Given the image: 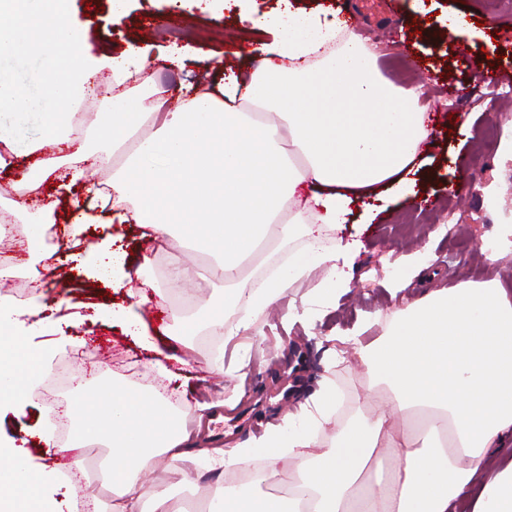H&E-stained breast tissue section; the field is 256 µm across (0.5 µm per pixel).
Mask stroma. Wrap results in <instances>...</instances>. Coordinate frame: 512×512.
Segmentation results:
<instances>
[{"instance_id": "35a3bbf8", "label": "stroma", "mask_w": 512, "mask_h": 512, "mask_svg": "<svg viewBox=\"0 0 512 512\" xmlns=\"http://www.w3.org/2000/svg\"><path fill=\"white\" fill-rule=\"evenodd\" d=\"M294 7L318 11L328 19L351 16L352 29L366 45L374 47L377 66L384 79L405 88L423 85L422 103L433 129L431 147L422 157L432 171L421 185L419 199L400 203L379 213L369 224H347L343 231L327 229L323 242L334 249L338 236H357L361 253L352 270L351 289L323 316L311 314L310 283L287 288L277 307L255 318V330L243 345L210 337L205 311L221 304L220 282L207 269L217 258L205 248L188 249L183 279L188 306L174 302L176 286L172 270L152 251L150 230L141 224H90L81 239H73L65 226L64 207L47 209L58 198L55 187L29 191L27 174L40 170L43 177L62 166L65 151L47 149L22 158L14 167L0 171V222L25 225L27 240L19 241L12 260H36L41 281L37 294L48 313L62 312L67 320L62 330L66 347L54 348L53 337H39L48 348L45 365H38L24 344L8 356L14 367L15 390L0 398V437L14 440L30 472L43 480L44 496L55 512H75L73 495L55 481V473L77 471L82 451L62 458L61 442L46 445L38 434L50 417L36 397L60 361H67L72 379L89 378L91 386H133L129 373L142 371L153 389L178 399L190 434L192 458L177 462L163 476L161 488L180 501L212 500L223 492L217 470L212 469L209 449H229L262 434L267 424L297 408L317 389L323 378L332 379L345 397L363 394L367 380L350 360L325 362L327 337L336 329L353 328L366 314L381 312L383 318L405 308L423 288L452 287L462 282H484L498 277L512 283V253L499 260L487 259L484 240L512 225V160L503 157V144L512 138L504 126L512 119V93L487 98L486 79L512 72V0H291ZM71 24L81 30L93 48L121 53L126 44H167L182 39L189 48L184 69L153 59L150 66L132 75L126 87L134 96L174 99L181 83L214 87L216 76L207 59L217 54L225 66L237 67V52L253 36L238 22L236 10L207 15L184 0H129L123 17L110 16L108 0H66ZM463 12L474 23L473 36L457 37L434 21V14ZM479 61L473 71L470 61ZM463 89L454 98L448 91ZM498 128L492 150H484L482 133ZM481 173L470 178L473 165ZM460 194H453V187ZM114 238L127 254L131 280L111 288L98 279L79 273L75 258L102 241ZM308 240L302 231L281 233L248 275L240 280L249 287L284 258L303 252ZM434 256L425 278L395 285L398 258L419 247ZM149 302L139 313L149 329L154 349H144L136 337L118 324L102 320L101 307L130 305L140 295ZM188 340L180 346L168 339L163 327L175 323ZM166 359L173 379L155 367Z\"/></svg>"}]
</instances>
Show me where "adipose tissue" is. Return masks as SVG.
I'll return each instance as SVG.
<instances>
[{
    "instance_id": "adipose-tissue-1",
    "label": "adipose tissue",
    "mask_w": 512,
    "mask_h": 512,
    "mask_svg": "<svg viewBox=\"0 0 512 512\" xmlns=\"http://www.w3.org/2000/svg\"><path fill=\"white\" fill-rule=\"evenodd\" d=\"M60 0H0V169L15 159L70 142L71 121L97 74L109 70L112 109L92 125L112 136L128 162L112 177L113 216L93 213L98 188L84 184L91 158L68 157L71 233L115 219L143 224L153 240L180 232L224 262V298L245 316L211 324L225 341L252 328V317L286 288L320 272L314 296L333 306L349 289L359 253L355 241L322 245L325 228L346 224L355 203L364 218L393 199L417 196L414 163L430 138L421 88L386 81L377 55L338 22L293 8L290 0L257 23L242 52L250 64L212 68L213 90L182 86L175 105L144 106L123 84L150 64L131 43L119 55L91 52ZM278 103V122L264 108ZM40 136L23 139V127ZM153 127L142 136L144 127ZM300 228L309 243L259 288H238L243 262L270 241L277 223ZM371 315L336 332L368 380L358 411L331 438L338 392L325 381L310 402L269 424L215 466L255 465L251 480L225 488L210 512H512V461L492 468L494 448L512 438V294L500 280L424 291L387 321L380 337ZM83 448L89 433L114 449L112 504L95 512H139L132 480L164 455L188 457V432L158 396L115 388L68 410ZM41 480L19 455L0 456V512H53Z\"/></svg>"
}]
</instances>
